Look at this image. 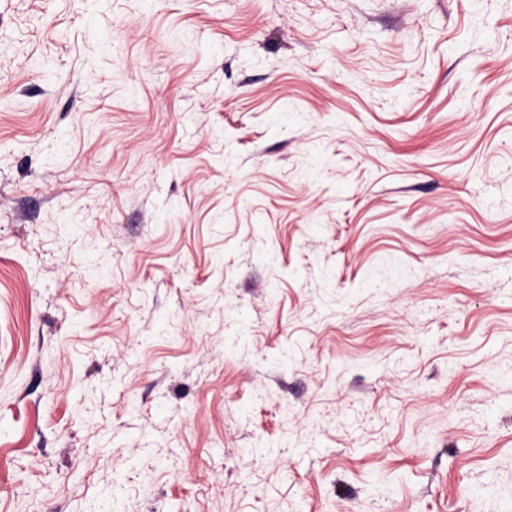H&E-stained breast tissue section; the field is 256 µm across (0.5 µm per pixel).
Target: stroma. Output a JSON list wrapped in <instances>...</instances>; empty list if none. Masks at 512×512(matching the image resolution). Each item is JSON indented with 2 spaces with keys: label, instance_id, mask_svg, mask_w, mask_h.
Instances as JSON below:
<instances>
[{
  "label": "stroma",
  "instance_id": "1",
  "mask_svg": "<svg viewBox=\"0 0 512 512\" xmlns=\"http://www.w3.org/2000/svg\"><path fill=\"white\" fill-rule=\"evenodd\" d=\"M0 512H512V0H0Z\"/></svg>",
  "mask_w": 512,
  "mask_h": 512
}]
</instances>
